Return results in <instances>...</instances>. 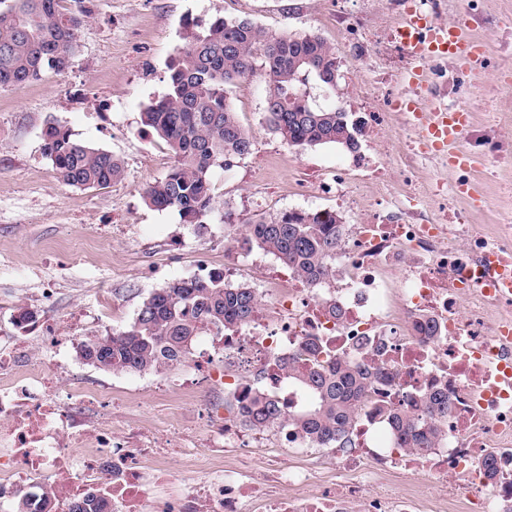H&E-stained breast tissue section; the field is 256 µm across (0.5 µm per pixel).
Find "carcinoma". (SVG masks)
<instances>
[{
  "label": "carcinoma",
  "mask_w": 512,
  "mask_h": 512,
  "mask_svg": "<svg viewBox=\"0 0 512 512\" xmlns=\"http://www.w3.org/2000/svg\"><path fill=\"white\" fill-rule=\"evenodd\" d=\"M81 19L64 12L60 0H0V88L38 80L46 70L67 67L77 48ZM261 67L267 84L272 130L292 147L332 144L356 149L363 135L355 116L337 106H322L308 88L313 80L336 90V55L319 36L270 33L248 19H215L203 33H188L168 65V91L141 112L143 129L161 139L174 158L170 170L149 184L150 205L176 209L184 222L200 224L213 209L212 175L250 154L253 137L239 122L227 89ZM44 153L62 180L85 189L106 188L123 176L121 161L72 137L57 121L43 133ZM250 240L276 256L305 283L336 278V254L344 224L331 211H289L260 217L247 225ZM258 298L246 285L224 282L213 271L204 278L175 279L151 292L127 327L104 336H86L76 353L105 372H156L180 364L201 334L246 326ZM284 380L303 401L284 406L257 392L245 404L227 403L235 418L255 429L289 426L311 444L346 448L357 426V411L376 372L345 356L328 368L283 364ZM421 415L387 414L406 448H433L445 436L448 397L422 398ZM69 512H112L111 502L95 493L73 502Z\"/></svg>",
  "instance_id": "obj_1"
}]
</instances>
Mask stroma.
Segmentation results:
<instances>
[{
    "label": "stroma",
    "instance_id": "35a3bbf8",
    "mask_svg": "<svg viewBox=\"0 0 512 512\" xmlns=\"http://www.w3.org/2000/svg\"><path fill=\"white\" fill-rule=\"evenodd\" d=\"M90 13L77 30L68 67L36 81L0 89V336L12 329L18 308L55 320L78 318L82 336L128 326L142 299L175 278L197 277L206 256L223 259L258 217L288 210L326 209L346 224L360 213L394 202L392 177L406 147L401 132L385 134L387 147L363 136L358 154L333 145L291 147L269 126L266 82L255 73L237 82L230 102L253 135L249 155L213 176L215 207L202 226L183 223L174 209L159 210L144 187L174 163L167 146L140 128V114L163 97L168 65L188 33L218 17L246 18L265 30L314 33L341 61L335 102L360 116L375 111L379 94L403 93L411 70L407 47L394 38L402 16L394 0H84ZM434 20L466 22L481 42L483 64L452 62L427 68L441 104L468 102L472 127L497 144L493 156L464 171L431 163L416 166L415 180L447 179L457 189L448 207L463 210L479 231L512 222V0H440ZM55 120L73 137L111 152L125 177L104 189L62 181L44 153L42 131ZM344 169L346 200L311 197L301 187ZM232 223H225V215ZM234 282L263 289L281 264L257 247L246 250ZM54 289L41 304V289ZM109 307L97 308L99 298ZM68 365L64 384L108 389L126 416L145 427L174 429L206 407L223 403V390L203 383L193 398L159 400L155 388L173 371L111 374L83 364L73 348L57 351Z\"/></svg>",
    "mask_w": 512,
    "mask_h": 512
}]
</instances>
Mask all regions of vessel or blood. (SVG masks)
Here are the masks:
<instances>
[{
	"instance_id": "vessel-or-blood-1",
	"label": "vessel or blood",
	"mask_w": 512,
	"mask_h": 512,
	"mask_svg": "<svg viewBox=\"0 0 512 512\" xmlns=\"http://www.w3.org/2000/svg\"><path fill=\"white\" fill-rule=\"evenodd\" d=\"M396 34L411 51L414 66L409 79L414 84L422 82L430 59L445 56L465 67L474 66L482 59L481 49L466 37L464 26L459 22L435 25L427 18L412 13L398 24ZM422 118L428 132L427 144L431 149L448 150V160L452 165H473L474 160L467 153L450 150L469 126V110L436 105L423 113Z\"/></svg>"
}]
</instances>
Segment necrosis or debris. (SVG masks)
<instances>
[{"mask_svg": "<svg viewBox=\"0 0 512 512\" xmlns=\"http://www.w3.org/2000/svg\"><path fill=\"white\" fill-rule=\"evenodd\" d=\"M411 164L438 155L425 145L415 118L402 123ZM409 168L394 178L403 186L392 207L371 212L336 255L348 278L344 288H312L296 275L276 272L268 283L269 308L227 334L196 375L171 383L188 397L200 382H230L233 396L260 387L284 402L300 397L281 388L280 361L317 344L330 364L358 356L385 374L362 404L351 447L333 451L337 468L360 482L317 480L306 465L281 466L277 455L303 452L308 443L288 427L259 431L204 411V433L182 428L175 442L181 471L167 465L155 430L120 424L111 392L64 388V368L50 348L76 343L73 326L31 321L0 336V508L25 495L27 512H68L89 492L104 494L112 512H417L411 494L388 490L392 478L425 472L442 482L436 512L460 500L462 512H512V288H496L493 263L512 274V224L476 232L462 213L448 210V184L425 189ZM342 308L330 316L327 300ZM41 330L42 353L18 371L15 357ZM448 395V427L437 447H400L385 416L389 409L418 412L424 395ZM274 448L259 461L255 448ZM499 467L489 477L488 458ZM373 493H365V486Z\"/></svg>", "mask_w": 512, "mask_h": 512, "instance_id": "4bbe7bcc", "label": "necrosis or debris"}]
</instances>
